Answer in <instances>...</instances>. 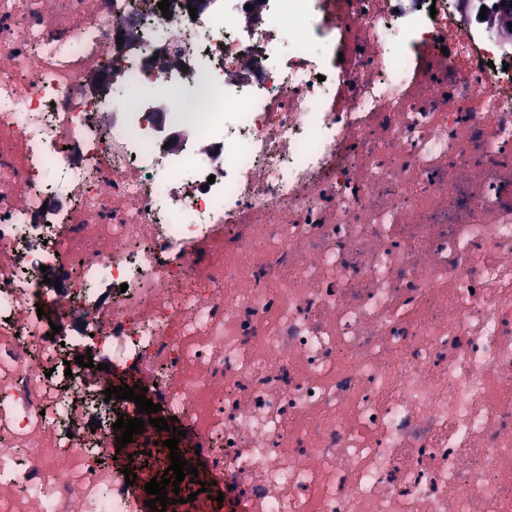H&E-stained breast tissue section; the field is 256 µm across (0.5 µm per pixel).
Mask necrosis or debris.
<instances>
[{"label": "necrosis or debris", "mask_w": 512, "mask_h": 512, "mask_svg": "<svg viewBox=\"0 0 512 512\" xmlns=\"http://www.w3.org/2000/svg\"><path fill=\"white\" fill-rule=\"evenodd\" d=\"M170 2L0 0V512H143L87 344L240 512H512V41Z\"/></svg>", "instance_id": "necrosis-or-debris-1"}]
</instances>
